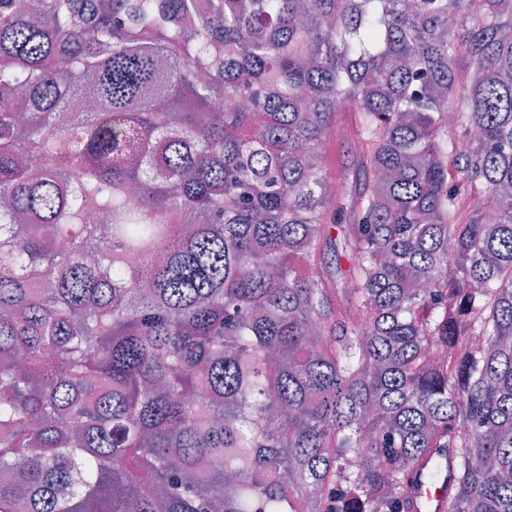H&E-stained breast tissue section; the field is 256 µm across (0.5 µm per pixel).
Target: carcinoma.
Segmentation results:
<instances>
[{"label":"carcinoma","mask_w":512,"mask_h":512,"mask_svg":"<svg viewBox=\"0 0 512 512\" xmlns=\"http://www.w3.org/2000/svg\"><path fill=\"white\" fill-rule=\"evenodd\" d=\"M448 456L512 512V0H0V512H410ZM326 151L329 155L332 172H336V167L350 158L351 144L348 140L343 126H339L336 133H333L326 143Z\"/></svg>","instance_id":"carcinoma-1"}]
</instances>
